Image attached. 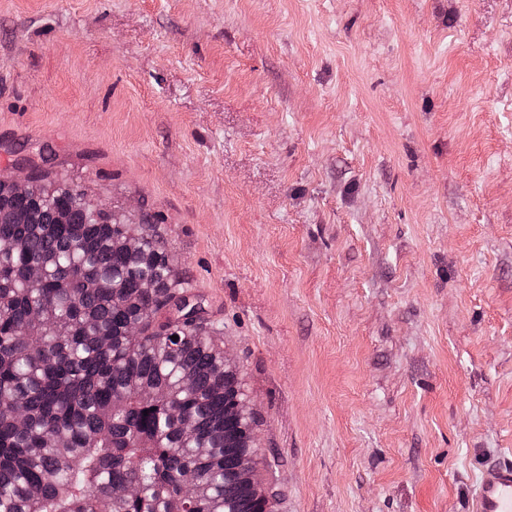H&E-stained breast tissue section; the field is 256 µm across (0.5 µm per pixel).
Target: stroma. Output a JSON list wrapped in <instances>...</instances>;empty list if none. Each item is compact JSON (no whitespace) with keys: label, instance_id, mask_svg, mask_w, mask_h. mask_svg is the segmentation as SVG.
Here are the masks:
<instances>
[{"label":"stroma","instance_id":"stroma-1","mask_svg":"<svg viewBox=\"0 0 512 512\" xmlns=\"http://www.w3.org/2000/svg\"><path fill=\"white\" fill-rule=\"evenodd\" d=\"M150 218L272 512H468L512 459V0H0V173Z\"/></svg>","mask_w":512,"mask_h":512}]
</instances>
